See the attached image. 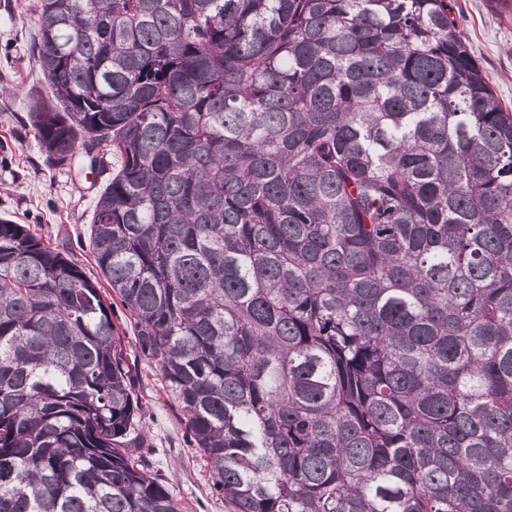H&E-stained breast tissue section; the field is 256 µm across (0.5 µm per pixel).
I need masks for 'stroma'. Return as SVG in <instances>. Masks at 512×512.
Segmentation results:
<instances>
[{
	"mask_svg": "<svg viewBox=\"0 0 512 512\" xmlns=\"http://www.w3.org/2000/svg\"><path fill=\"white\" fill-rule=\"evenodd\" d=\"M460 32L479 59L498 98L512 108V0H452ZM31 0H0V220L29 225L59 251L78 260L99 286L107 281L89 248L95 199L112 176L111 166L95 169L74 159L52 165L30 125L31 95L46 86L34 58L35 27ZM129 360L134 361L133 390L141 401L144 444L138 453L166 484L181 512H229L212 492V477L186 431L185 416L164 385L156 365L139 358L134 322L121 302H113Z\"/></svg>",
	"mask_w": 512,
	"mask_h": 512,
	"instance_id": "stroma-1",
	"label": "stroma"
}]
</instances>
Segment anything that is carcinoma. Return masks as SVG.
<instances>
[{
  "label": "carcinoma",
  "mask_w": 512,
  "mask_h": 512,
  "mask_svg": "<svg viewBox=\"0 0 512 512\" xmlns=\"http://www.w3.org/2000/svg\"><path fill=\"white\" fill-rule=\"evenodd\" d=\"M51 164L233 512H512V111L451 0H35ZM112 304L0 222V512H179Z\"/></svg>",
  "instance_id": "cac0c4a2"
}]
</instances>
